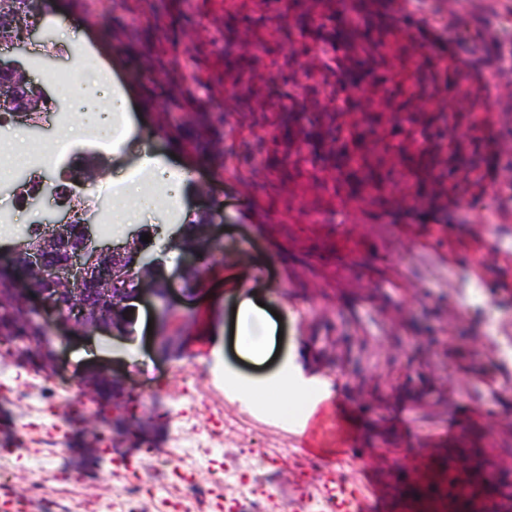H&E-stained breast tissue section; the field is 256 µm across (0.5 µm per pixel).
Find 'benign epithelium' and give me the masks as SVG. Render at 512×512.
Returning a JSON list of instances; mask_svg holds the SVG:
<instances>
[{
	"label": "benign epithelium",
	"mask_w": 512,
	"mask_h": 512,
	"mask_svg": "<svg viewBox=\"0 0 512 512\" xmlns=\"http://www.w3.org/2000/svg\"><path fill=\"white\" fill-rule=\"evenodd\" d=\"M41 11V0H25V9L15 10L11 35L6 42L21 51L38 33V25L29 22L32 14ZM34 84L19 61L0 60V105L13 112L27 113L40 107L47 97L42 90L31 95ZM341 137L342 162L339 173H352L348 159L359 156V150L348 144L355 138V129ZM38 241L29 252L26 268L11 265L12 272L1 274L0 298L21 301L24 316L32 310L27 297L33 296L38 306L53 313L72 327L111 332L112 313L127 310L133 300L142 297L168 303V274L163 263L148 254L139 240L122 246L97 245L90 233L89 221L72 224L53 220L49 232L37 228L30 233Z\"/></svg>",
	"instance_id": "7a95c632"
}]
</instances>
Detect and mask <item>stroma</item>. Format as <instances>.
<instances>
[{
	"label": "stroma",
	"instance_id": "1",
	"mask_svg": "<svg viewBox=\"0 0 512 512\" xmlns=\"http://www.w3.org/2000/svg\"><path fill=\"white\" fill-rule=\"evenodd\" d=\"M89 0H45L46 13L67 24L35 38L19 59L51 98L58 124L17 122L0 137V208L11 214L15 241L65 214L40 193L30 204L19 186L34 179L59 184L66 166L33 174L21 166L32 149L72 140L79 165L95 163L104 183L142 179L152 154L187 177L178 199L159 190V205L138 223L115 225L112 198L89 207L92 225L112 227L110 244L138 234L166 256L170 310L133 303L126 335L41 327L37 341L16 340L20 374L0 394V445H12V465L0 470V498L29 500L32 449L14 447L15 425L28 421L30 397L67 384L89 412L58 402L70 447L58 468L81 473V499L111 496L106 472L113 458L147 467L138 446L164 451L173 432L181 380L176 367L193 363L201 396L224 408L229 444L248 441L282 458L264 470L268 488L299 501L324 473L351 487L375 481L384 512H453L451 482L479 494L512 495V256L489 257L478 234L512 237V194L504 165L512 153V71L492 72L494 29L479 30L484 0H423L406 13L402 0H368L361 33L337 53L332 67L315 65L336 28L340 0H111L106 16ZM149 21H141V13ZM92 50L87 76L107 65L126 98V131L111 157L88 151L86 122L73 118L62 92L75 77V44ZM262 53H255L256 43ZM480 65L490 89L472 70ZM194 84H187V76ZM493 109L481 111L484 98ZM460 100L455 116L444 100ZM366 115L365 153L379 185L347 230L353 186L337 180L336 133L351 114ZM500 156L502 169L487 166ZM422 190L410 212L405 188ZM212 216L216 239L200 253L197 276L171 260L172 236L186 215ZM276 311L283 331L274 360L256 365L235 346L239 292ZM493 308L496 335L485 328ZM285 374L302 391L330 389L352 409L344 426L324 405L312 425L315 454L304 452L299 416L271 407L266 378ZM255 385L243 397L234 379ZM165 392L166 400L148 401ZM359 447L343 450L346 430ZM112 436L109 452L99 435ZM497 470L493 484L486 471ZM67 489L43 483L41 512H59Z\"/></svg>",
	"mask_w": 512,
	"mask_h": 512
}]
</instances>
